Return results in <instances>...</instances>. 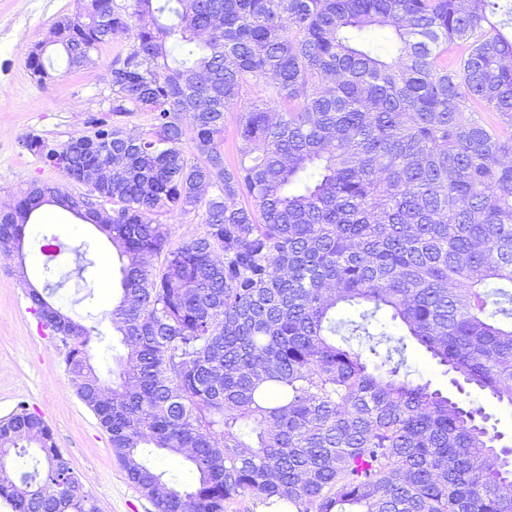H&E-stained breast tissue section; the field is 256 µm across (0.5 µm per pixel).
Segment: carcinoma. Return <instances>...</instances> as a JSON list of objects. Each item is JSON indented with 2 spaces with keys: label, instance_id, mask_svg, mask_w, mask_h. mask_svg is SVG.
I'll return each mask as SVG.
<instances>
[{
  "label": "carcinoma",
  "instance_id": "1",
  "mask_svg": "<svg viewBox=\"0 0 512 512\" xmlns=\"http://www.w3.org/2000/svg\"><path fill=\"white\" fill-rule=\"evenodd\" d=\"M51 33L73 70L129 48L88 134L23 138L87 192L29 184L0 244L56 203L115 247V382L90 362L95 327L36 288L30 310L157 512L245 492L288 512H512V448L460 398L512 406V0H88ZM133 112L151 115L138 136L116 121ZM196 209L204 231L171 245L162 219ZM412 345L459 396L400 375ZM0 500L101 512L23 406L0 420ZM149 458L159 470L167 471L168 478L179 482L188 478L187 465L180 459L156 453L150 455Z\"/></svg>",
  "mask_w": 512,
  "mask_h": 512
}]
</instances>
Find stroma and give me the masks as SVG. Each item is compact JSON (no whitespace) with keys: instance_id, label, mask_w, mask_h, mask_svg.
I'll use <instances>...</instances> for the list:
<instances>
[{"instance_id":"stroma-1","label":"stroma","mask_w":512,"mask_h":512,"mask_svg":"<svg viewBox=\"0 0 512 512\" xmlns=\"http://www.w3.org/2000/svg\"><path fill=\"white\" fill-rule=\"evenodd\" d=\"M77 0H0V207L11 203L28 184H66L79 195L85 188L65 183L56 169L22 148L24 136L35 134L60 144L89 132V122L107 109L112 61L119 45L101 48L95 68L74 71L56 47H48L49 78L37 81L26 66L31 47L48 36L61 16L73 14ZM57 237L62 244L54 260L56 274L65 283L52 302L70 316H91L101 339L92 340L89 355L104 379H111L114 357L122 345L111 340L112 324L104 320L107 296H118L119 272H112L110 288H102L98 261L114 249L94 225L76 224L61 217L55 222L28 225L24 263L0 250V420L18 405L41 415L53 430L56 445L105 512H156L152 501L129 482L112 451L107 433L93 412L78 398L64 368L65 348L47 335L30 312L29 287L44 288L45 239ZM90 243L94 265L89 270L93 299H86L77 278L74 249Z\"/></svg>"}]
</instances>
